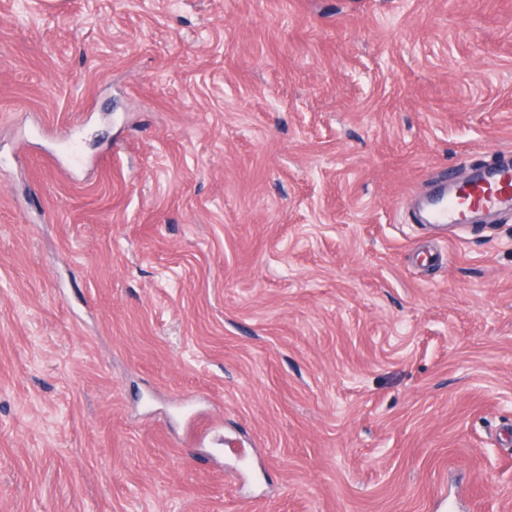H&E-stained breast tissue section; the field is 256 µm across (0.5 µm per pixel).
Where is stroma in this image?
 Instances as JSON below:
<instances>
[{
	"label": "stroma",
	"mask_w": 512,
	"mask_h": 512,
	"mask_svg": "<svg viewBox=\"0 0 512 512\" xmlns=\"http://www.w3.org/2000/svg\"><path fill=\"white\" fill-rule=\"evenodd\" d=\"M492 163L512 0H0V512H512ZM501 209H512V166L477 174L468 184L437 198L431 204L427 222L469 224L477 212Z\"/></svg>",
	"instance_id": "stroma-1"
}]
</instances>
